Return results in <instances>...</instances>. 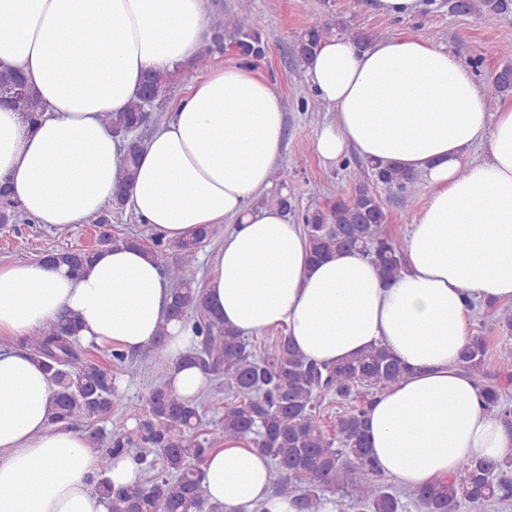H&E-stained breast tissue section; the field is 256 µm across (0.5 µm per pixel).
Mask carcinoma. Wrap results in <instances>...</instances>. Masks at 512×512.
I'll list each match as a JSON object with an SVG mask.
<instances>
[{
    "label": "carcinoma",
    "mask_w": 512,
    "mask_h": 512,
    "mask_svg": "<svg viewBox=\"0 0 512 512\" xmlns=\"http://www.w3.org/2000/svg\"><path fill=\"white\" fill-rule=\"evenodd\" d=\"M451 14L493 19L512 12V0H448ZM336 30V20L311 15L296 45V57L304 62L319 42ZM231 33L233 47L249 60L266 53L261 33L238 16L218 14L212 18V48L193 61L196 68L208 63L211 49H224V33ZM496 96L512 95V65L495 71ZM169 77L155 72L145 76L142 90L125 112H104L103 125L122 142L123 169L120 190L98 217L109 224L112 214L125 210V195L135 180L146 115L154 116L166 106ZM0 99L21 112H41L38 97L17 73L0 74ZM350 191L340 192L301 214L311 259L319 261L335 253L357 251L376 267L381 279H395L402 269L407 241L387 230V213L373 190L381 185L395 193L403 207L412 205L421 177L396 167L373 165L369 174L352 173ZM18 220L15 200L0 187V224ZM216 234L202 228L177 243L150 237L103 234L96 245L62 247L41 254L47 265L66 264L81 272L97 250L122 242L144 248L159 261L171 285L169 317L192 323L198 343L179 364L195 367L206 381L224 388L229 399L224 416L202 439L197 430L204 425L205 405L200 399L181 398L169 389L172 363L161 356L152 372L153 387L134 401L118 389L122 376L118 367L129 355L120 350L108 354L105 365L82 360L83 345L73 335L71 324L33 331L18 343L31 359L44 363L52 385L50 423L64 428H87L91 447L98 449L100 474L110 468L117 455L126 452L139 462L149 478L126 487H114L104 478L95 489L109 499L111 512H219L221 506L207 502L201 484L206 452L224 440L249 439L252 448L268 458L272 489L289 499L295 512H321L330 503L328 495L352 489L351 512H482L492 502L512 499V453L499 460L471 459L459 474L446 481L415 490L400 491L386 483L368 452L367 412L370 401L358 393L378 394L399 383L407 368L385 346L372 347L333 366L317 364L297 348L291 337L280 338L271 352H259L247 337L224 326L208 306L200 288L193 287L189 271L197 261L201 245ZM482 323H495L512 338V309L493 302L470 307ZM462 367L482 392L483 410L512 429V396L498 381L512 383V347H501L489 356L487 338L470 336L460 352ZM336 402V417L327 428L320 417L319 398ZM121 407L137 420L136 429L90 428L94 421L112 420V410Z\"/></svg>",
    "instance_id": "1"
}]
</instances>
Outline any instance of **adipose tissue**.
<instances>
[{
  "label": "adipose tissue",
  "instance_id": "adipose-tissue-1",
  "mask_svg": "<svg viewBox=\"0 0 512 512\" xmlns=\"http://www.w3.org/2000/svg\"><path fill=\"white\" fill-rule=\"evenodd\" d=\"M209 32L205 0H0V67L22 70L46 106L35 124L0 107V182L25 215L53 227L95 220L121 165L100 113L126 111L145 72L176 71ZM303 70L336 114L315 143L323 162L353 149L430 186L396 281L356 253L311 264L300 226L258 205L281 160L285 100L245 64L211 69L174 102L148 137L128 208L169 243L225 227L204 293L228 327H285L327 364L384 344L409 367L368 412L371 455L402 488L504 457L512 430L482 409L458 352L467 299L512 301V102L488 110L469 66L408 34L361 47L328 37ZM478 146L486 158L472 159ZM169 299L159 263L138 246L100 250L77 276L40 262L0 266V512H110L95 489L96 453L84 434L50 425V384L16 342L69 315L84 345L135 351L163 325L175 360L196 337L167 321ZM268 470L245 441L228 440L208 452L202 487L224 512H294L272 494Z\"/></svg>",
  "mask_w": 512,
  "mask_h": 512
}]
</instances>
